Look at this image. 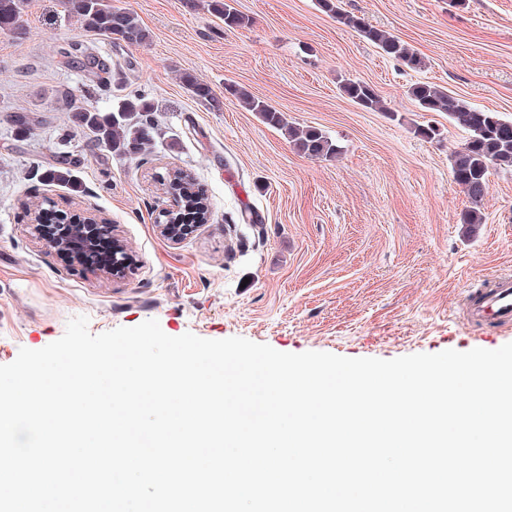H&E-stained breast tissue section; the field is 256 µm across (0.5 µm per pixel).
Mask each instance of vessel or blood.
<instances>
[{
  "mask_svg": "<svg viewBox=\"0 0 512 512\" xmlns=\"http://www.w3.org/2000/svg\"><path fill=\"white\" fill-rule=\"evenodd\" d=\"M463 305L467 315L481 324L512 329V275H489L485 287L468 291Z\"/></svg>",
  "mask_w": 512,
  "mask_h": 512,
  "instance_id": "vessel-or-blood-1",
  "label": "vessel or blood"
}]
</instances>
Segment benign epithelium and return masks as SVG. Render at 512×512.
Wrapping results in <instances>:
<instances>
[{"instance_id":"7a95c632","label":"benign epithelium","mask_w":512,"mask_h":512,"mask_svg":"<svg viewBox=\"0 0 512 512\" xmlns=\"http://www.w3.org/2000/svg\"><path fill=\"white\" fill-rule=\"evenodd\" d=\"M59 224H44L41 218L35 219L34 230L39 237L59 251L68 252L73 261L82 266L94 265L93 256L98 241L102 238L112 240V257L106 267L99 271L117 275L129 262L127 246L116 227L97 221L91 217H81L77 214L58 212ZM158 233L170 240H182L191 235L197 228L195 224H182L177 218H172V211L165 210L162 217L157 219Z\"/></svg>"}]
</instances>
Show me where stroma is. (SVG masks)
Masks as SVG:
<instances>
[{
  "label": "stroma",
  "instance_id": "1",
  "mask_svg": "<svg viewBox=\"0 0 512 512\" xmlns=\"http://www.w3.org/2000/svg\"><path fill=\"white\" fill-rule=\"evenodd\" d=\"M110 2L138 15L149 44L82 30L64 0H28L19 29L0 32V365L58 340L78 316L95 335L154 319L172 337L237 336L348 358L512 342V331L470 326L463 311L467 289L512 275V173H491L485 222L466 233L468 202L449 161L465 134L407 94L430 82L512 116V0H340L420 53L416 71L317 0H233L250 19L238 29L206 0ZM71 37L111 74L98 79L61 58ZM184 72L209 84L217 105L192 97ZM347 78L370 84L387 111L346 98ZM231 85L322 129L340 153H299ZM136 92L157 123L146 158L100 151L69 120L71 106L111 112ZM21 108L39 120L25 136L11 122ZM426 126L434 138L417 135ZM60 156L76 185L46 180ZM177 168L192 174L212 217L175 243L155 221L173 204L160 178ZM44 199L117 225L132 258L126 273L86 271L39 239L23 205Z\"/></svg>",
  "mask_w": 512,
  "mask_h": 512
}]
</instances>
